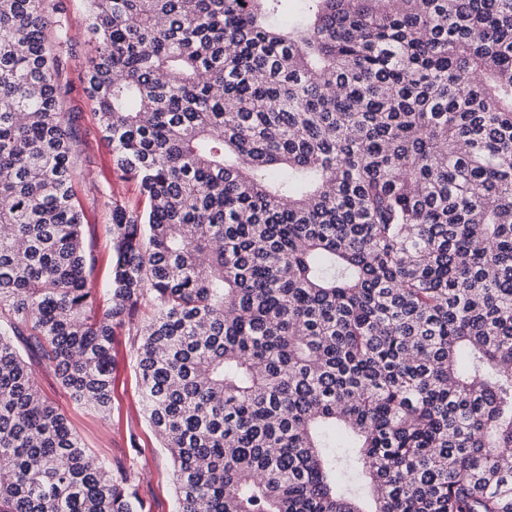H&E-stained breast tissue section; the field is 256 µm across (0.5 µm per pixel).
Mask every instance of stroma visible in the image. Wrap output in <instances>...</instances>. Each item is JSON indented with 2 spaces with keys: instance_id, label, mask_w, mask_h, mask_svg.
Returning a JSON list of instances; mask_svg holds the SVG:
<instances>
[{
  "instance_id": "stroma-1",
  "label": "stroma",
  "mask_w": 512,
  "mask_h": 512,
  "mask_svg": "<svg viewBox=\"0 0 512 512\" xmlns=\"http://www.w3.org/2000/svg\"><path fill=\"white\" fill-rule=\"evenodd\" d=\"M59 2L69 24V34L76 42L63 109L72 119L77 140L78 190L89 226L86 249L94 259L88 280L93 288L101 291L107 288L112 269V242L107 232L109 212L103 203L117 197L134 208L144 206L145 201L136 182L114 167L111 148L97 131L95 106L82 81V72L91 56L84 36L87 0ZM115 351L116 388L108 418H101L88 406L76 403L45 365L34 368L37 383L98 456L123 460L130 457V448H138L139 453L134 456L135 470L140 477L139 493L148 506L147 512H175L171 459L160 448L140 410L134 352L125 345L116 346Z\"/></svg>"
}]
</instances>
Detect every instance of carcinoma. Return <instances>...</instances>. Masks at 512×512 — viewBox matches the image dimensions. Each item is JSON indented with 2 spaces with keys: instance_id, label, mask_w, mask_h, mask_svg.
I'll return each instance as SVG.
<instances>
[{
  "instance_id": "cac0c4a2",
  "label": "carcinoma",
  "mask_w": 512,
  "mask_h": 512,
  "mask_svg": "<svg viewBox=\"0 0 512 512\" xmlns=\"http://www.w3.org/2000/svg\"><path fill=\"white\" fill-rule=\"evenodd\" d=\"M88 0L142 210L88 282L71 37L0 0V512H144L41 394L131 337L177 512H512V0Z\"/></svg>"
}]
</instances>
